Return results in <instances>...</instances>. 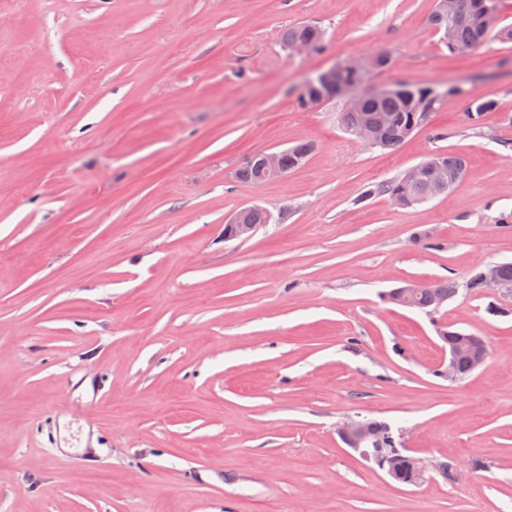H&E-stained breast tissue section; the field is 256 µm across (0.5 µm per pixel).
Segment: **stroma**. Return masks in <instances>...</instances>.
<instances>
[{
	"label": "stroma",
	"instance_id": "stroma-1",
	"mask_svg": "<svg viewBox=\"0 0 512 512\" xmlns=\"http://www.w3.org/2000/svg\"><path fill=\"white\" fill-rule=\"evenodd\" d=\"M434 0H0V512H512V42L450 54ZM318 22L323 52L282 31ZM385 51L375 85L462 86L396 150L304 111L307 75ZM299 141L256 187L253 152ZM438 149L448 195H378ZM258 205L270 223L225 240ZM426 231L435 248L413 240ZM450 278L434 316L389 304ZM447 327L485 366L442 372ZM389 423L426 470L392 481L336 433ZM449 92L464 95L469 99V112L466 113V117L473 124H476L493 105L490 99L460 87H454ZM313 148L310 142H300L283 151L258 150L252 153L246 160L256 164H244V166L239 168L235 173L236 182L246 186H255L268 182L269 180L266 179L263 171L271 180L280 178L284 176L283 168L288 173V171L302 166L312 153ZM501 265V266H500ZM483 267V275H482ZM512 285V264H485L472 268L465 282V288L473 293L481 292L484 288L494 287L501 284L499 279ZM484 278V279H483ZM485 280V281H484ZM488 285H487V284ZM404 288L422 290L418 293L412 294V296L418 301L419 305L428 304L431 306H442L458 290L455 281L449 278L431 280L430 288H428L427 281H406L404 282V285L393 288L384 294V300L391 304L415 310V303L410 298V293Z\"/></svg>",
	"mask_w": 512,
	"mask_h": 512
}]
</instances>
